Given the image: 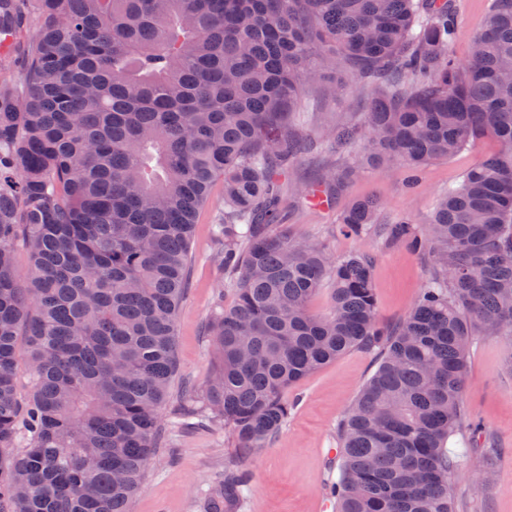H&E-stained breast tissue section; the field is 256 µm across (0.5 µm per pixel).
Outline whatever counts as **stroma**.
Masks as SVG:
<instances>
[{"label": "stroma", "mask_w": 512, "mask_h": 512, "mask_svg": "<svg viewBox=\"0 0 512 512\" xmlns=\"http://www.w3.org/2000/svg\"><path fill=\"white\" fill-rule=\"evenodd\" d=\"M489 0H454L458 25L452 51L466 59L472 40L481 29ZM343 94H326L325 82L308 86L298 106L302 116L296 128L312 137L320 126L362 111L367 90L348 71ZM499 144L486 138L475 148L437 159L424 166L414 186H407L404 169L379 168L350 180L331 197L329 209L314 206L308 191L320 186L323 170L343 165L347 157H359V148L349 155L328 150L303 158L295 171L279 180V202L288 213V236L324 243L330 257L363 253L373 263L378 321L393 326L402 321L430 275L429 264L401 246H385L369 236L338 233L339 215L354 201L373 198L379 203L381 222L408 216L422 223L436 197ZM224 212V185L215 183L208 204L194 227L189 288L177 316L176 354L178 372L172 382L173 396L184 387L202 390L214 366L213 338L208 321L216 306L231 307L236 294L224 285L223 272L213 263L212 226ZM377 368L374 352L352 350L321 368L287 397L294 407L278 436L256 449L243 461L252 481L239 512H336L326 506L325 486L334 472L324 451L337 445V425L363 384ZM466 405L484 425L485 438L468 432L449 438L447 446L470 457L467 469L455 474L452 484L457 512H512V344L502 336H481L467 356ZM168 446L150 466L131 512H207L214 493L222 488L224 461L233 453L223 425L186 428L167 425ZM496 453L486 457L484 446Z\"/></svg>", "instance_id": "obj_1"}]
</instances>
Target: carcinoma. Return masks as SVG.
Instances as JSON below:
<instances>
[{
    "label": "carcinoma",
    "instance_id": "carcinoma-1",
    "mask_svg": "<svg viewBox=\"0 0 512 512\" xmlns=\"http://www.w3.org/2000/svg\"><path fill=\"white\" fill-rule=\"evenodd\" d=\"M456 27L451 0H0V38L32 32L0 81V512H130L164 447L191 238L217 180L214 261L237 300L209 322L205 390L174 409L224 423L239 451L210 512L245 498L243 455L287 422L286 390L354 349L379 366L338 426L336 512H457L465 459L446 444L484 433L465 405L467 354L512 333V0H492L464 61ZM342 67L370 89L365 111L299 138L304 89ZM488 135L501 149L426 223L379 224L374 199L338 218L430 263L398 325L377 321L369 257L288 238L277 185L312 147L363 146L327 169L331 194Z\"/></svg>",
    "mask_w": 512,
    "mask_h": 512
}]
</instances>
